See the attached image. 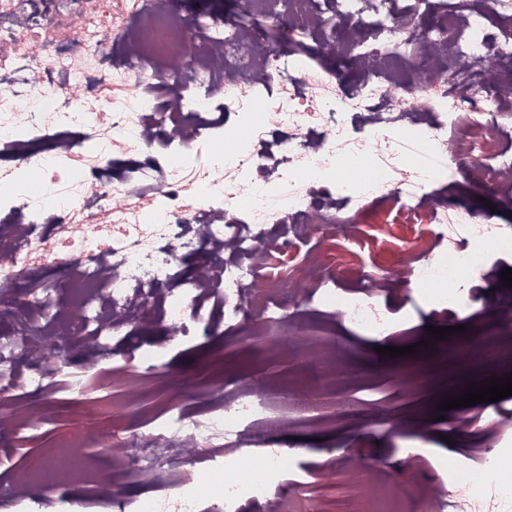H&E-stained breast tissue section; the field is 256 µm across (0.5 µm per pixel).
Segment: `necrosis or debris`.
I'll use <instances>...</instances> for the list:
<instances>
[{
  "label": "necrosis or debris",
  "instance_id": "4bbe7bcc",
  "mask_svg": "<svg viewBox=\"0 0 512 512\" xmlns=\"http://www.w3.org/2000/svg\"><path fill=\"white\" fill-rule=\"evenodd\" d=\"M244 4L372 75L341 93L319 58L189 16L180 0H0V460L23 430L52 421L44 397L56 377L76 405L110 356L169 386L160 362L172 343L247 324L276 351L296 331L310 336L303 395L218 377L205 411L177 399L132 438L77 431L55 444L54 465L0 485V512H140V486L155 491L150 512H314L269 430L310 418L326 393L320 369L339 362L329 321L388 335L399 289L373 276L339 287L315 257L302 288L275 292L262 285L271 260L311 225L346 231L363 202L393 195L403 223L432 226V247L405 274L445 322L470 319L490 254L512 253V224L430 190L463 177L512 202V0H446L434 30L421 24L433 0ZM410 62L441 81L399 78ZM66 159L81 160L82 179L33 202L17 173L54 175ZM100 445L119 478L71 494L90 469L83 449ZM511 457L506 434L440 461L432 512L476 495L512 502L511 484L459 480ZM351 512L409 510L363 476Z\"/></svg>",
  "mask_w": 512,
  "mask_h": 512
}]
</instances>
